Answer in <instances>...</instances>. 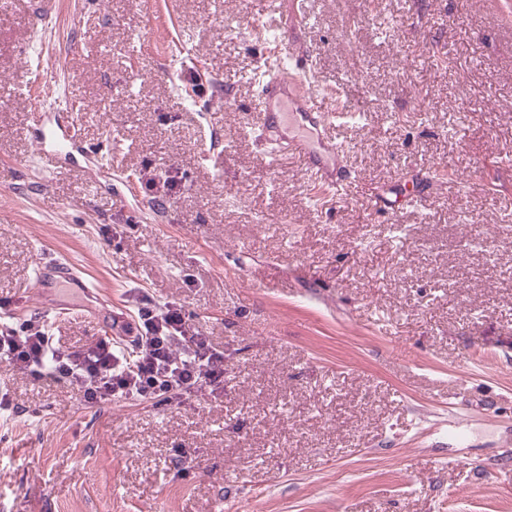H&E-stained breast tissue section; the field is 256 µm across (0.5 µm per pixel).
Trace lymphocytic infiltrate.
<instances>
[{
	"instance_id": "lymphocytic-infiltrate-1",
	"label": "lymphocytic infiltrate",
	"mask_w": 512,
	"mask_h": 512,
	"mask_svg": "<svg viewBox=\"0 0 512 512\" xmlns=\"http://www.w3.org/2000/svg\"><path fill=\"white\" fill-rule=\"evenodd\" d=\"M136 349L118 353L102 336L77 349L57 347L40 322L0 332V360L34 380L53 379L99 405L115 399L179 404L205 394L224 377V355L206 337L191 333L183 306L139 310Z\"/></svg>"
}]
</instances>
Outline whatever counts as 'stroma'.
I'll list each match as a JSON object with an SVG mask.
<instances>
[{
	"label": "stroma",
	"mask_w": 512,
	"mask_h": 512,
	"mask_svg": "<svg viewBox=\"0 0 512 512\" xmlns=\"http://www.w3.org/2000/svg\"><path fill=\"white\" fill-rule=\"evenodd\" d=\"M0 0V307L64 347L175 302L214 394L87 407L0 361V512H512V23L493 0H308L345 190L249 127L268 0ZM79 151L40 167V103ZM173 177L172 195L147 190ZM397 214L379 199L403 186ZM68 258L98 287L55 319ZM58 279L67 280L80 286L87 288L84 280L71 267L58 261L53 260L48 263L39 262L35 270V283L37 288H47L53 281Z\"/></svg>",
	"instance_id": "1"
}]
</instances>
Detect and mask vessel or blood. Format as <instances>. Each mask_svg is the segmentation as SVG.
Returning a JSON list of instances; mask_svg holds the SVG:
<instances>
[{
    "label": "vessel or blood",
    "instance_id": "1",
    "mask_svg": "<svg viewBox=\"0 0 512 512\" xmlns=\"http://www.w3.org/2000/svg\"><path fill=\"white\" fill-rule=\"evenodd\" d=\"M289 23V37L279 40L274 49L277 59L288 62V70L273 75L258 90L252 125L265 141L276 144L278 155L298 158L315 185L340 190L349 179L344 146L333 135L326 114L302 81L310 69L303 43L310 23L304 0H294ZM35 142L40 162L46 168L63 159L74 144L66 130L46 125L39 128ZM59 279L78 285L83 282L79 274L60 261L38 264L37 287H48Z\"/></svg>",
    "mask_w": 512,
    "mask_h": 512
}]
</instances>
